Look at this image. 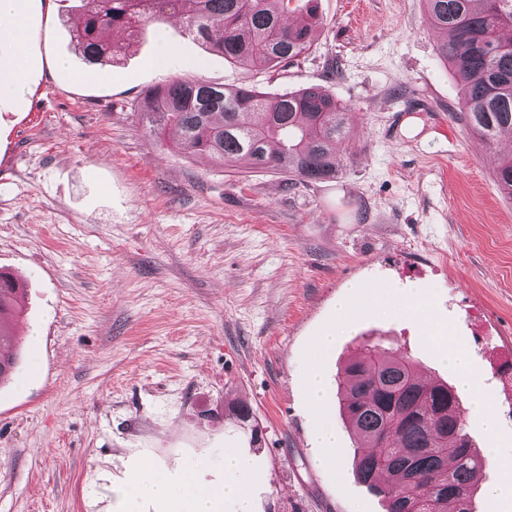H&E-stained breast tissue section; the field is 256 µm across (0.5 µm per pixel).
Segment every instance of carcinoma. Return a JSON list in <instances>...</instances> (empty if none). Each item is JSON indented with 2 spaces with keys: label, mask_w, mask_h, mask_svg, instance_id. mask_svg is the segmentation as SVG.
I'll return each mask as SVG.
<instances>
[{
  "label": "carcinoma",
  "mask_w": 512,
  "mask_h": 512,
  "mask_svg": "<svg viewBox=\"0 0 512 512\" xmlns=\"http://www.w3.org/2000/svg\"><path fill=\"white\" fill-rule=\"evenodd\" d=\"M72 38L89 65L104 66L120 47L111 33L133 38L165 11L185 32L224 57L270 70L308 51L321 26L312 10L288 21L291 0H81ZM428 25L448 35L440 55L461 80L458 119L490 147L512 141V0H424ZM141 114L151 134L173 147L219 163L248 159L256 169L286 172L304 183L336 179L348 138L346 106L312 85L270 96L251 84L225 89L174 81L147 90ZM499 188L512 197V153L496 157ZM18 289L0 277V382L18 365L8 324ZM450 385L423 383L413 362L376 342L356 349L337 376L338 411L366 450L362 482L387 501V512H472L483 459L465 430Z\"/></svg>",
  "instance_id": "obj_1"
}]
</instances>
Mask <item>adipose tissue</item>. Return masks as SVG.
<instances>
[{
    "mask_svg": "<svg viewBox=\"0 0 512 512\" xmlns=\"http://www.w3.org/2000/svg\"><path fill=\"white\" fill-rule=\"evenodd\" d=\"M29 0H0V89L23 90L28 73L25 64L32 32L28 16ZM224 467L232 480L219 487L199 485L191 476L171 481L153 471L145 472L130 488L132 494L143 493L163 507V512H224L226 500L239 496L249 477L250 462L234 451L224 454Z\"/></svg>",
    "mask_w": 512,
    "mask_h": 512,
    "instance_id": "adipose-tissue-1",
    "label": "adipose tissue"
}]
</instances>
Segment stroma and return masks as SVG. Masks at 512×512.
Here are the masks:
<instances>
[{
	"mask_svg": "<svg viewBox=\"0 0 512 512\" xmlns=\"http://www.w3.org/2000/svg\"><path fill=\"white\" fill-rule=\"evenodd\" d=\"M74 5L31 0L30 80L0 96V270L28 285L21 362L0 383V512H158L123 495L141 464L217 486L228 448L255 470L224 512H385L336 396L317 407L306 391L368 339L456 385L476 448L501 455L474 512H512L486 494L512 463V198L494 174L512 142L489 149L456 120L460 82L424 0H317L315 44L271 72L171 12L93 71L65 26ZM175 80L325 87L356 135L337 147L342 173L307 184L161 145L140 99ZM442 336L473 387L442 362ZM478 393L495 434L471 413ZM324 422L336 453L313 441ZM440 350L443 357L458 370L462 381L471 384L474 377L469 369L466 351L460 345L449 341Z\"/></svg>",
	"mask_w": 512,
	"mask_h": 512,
	"instance_id": "obj_1",
	"label": "stroma"
}]
</instances>
